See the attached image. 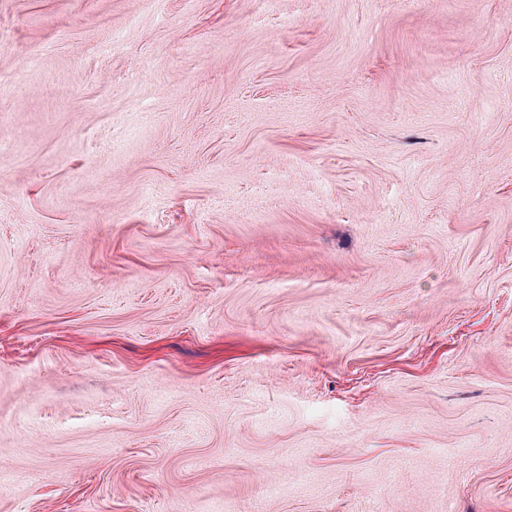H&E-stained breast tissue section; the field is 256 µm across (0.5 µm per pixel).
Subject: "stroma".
Wrapping results in <instances>:
<instances>
[{
  "mask_svg": "<svg viewBox=\"0 0 512 512\" xmlns=\"http://www.w3.org/2000/svg\"><path fill=\"white\" fill-rule=\"evenodd\" d=\"M0 512H512V0H0Z\"/></svg>",
  "mask_w": 512,
  "mask_h": 512,
  "instance_id": "35a3bbf8",
  "label": "stroma"
}]
</instances>
